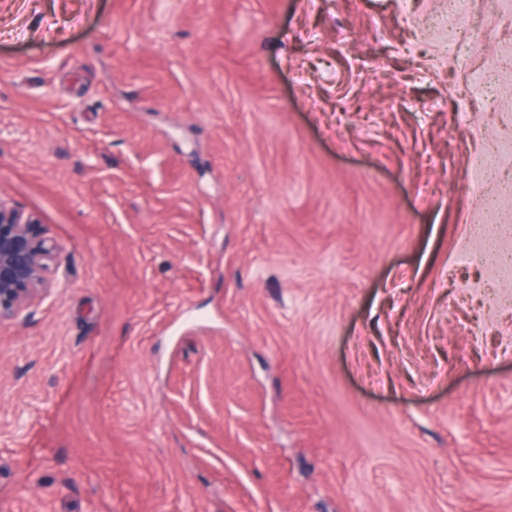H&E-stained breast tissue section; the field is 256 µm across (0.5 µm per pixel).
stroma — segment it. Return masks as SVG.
<instances>
[{"mask_svg": "<svg viewBox=\"0 0 512 512\" xmlns=\"http://www.w3.org/2000/svg\"><path fill=\"white\" fill-rule=\"evenodd\" d=\"M0 204V512H512V0H0ZM36 225L0 204V323L49 289L48 262L56 248L39 236Z\"/></svg>", "mask_w": 512, "mask_h": 512, "instance_id": "1", "label": "stroma"}]
</instances>
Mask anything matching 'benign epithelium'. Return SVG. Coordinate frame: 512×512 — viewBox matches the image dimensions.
<instances>
[{"instance_id": "obj_1", "label": "benign epithelium", "mask_w": 512, "mask_h": 512, "mask_svg": "<svg viewBox=\"0 0 512 512\" xmlns=\"http://www.w3.org/2000/svg\"><path fill=\"white\" fill-rule=\"evenodd\" d=\"M54 252L55 246L39 236L31 218L0 205V323L15 318L48 290Z\"/></svg>"}]
</instances>
